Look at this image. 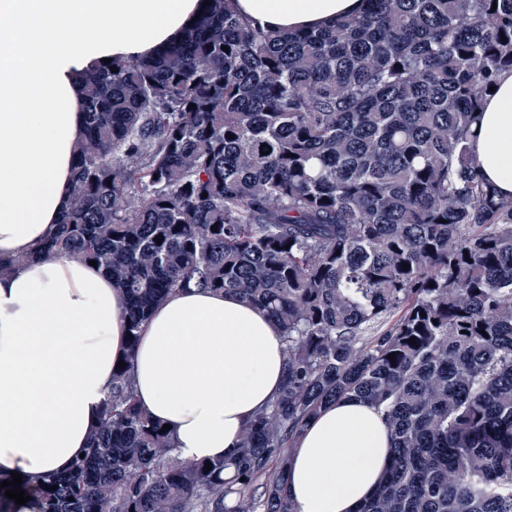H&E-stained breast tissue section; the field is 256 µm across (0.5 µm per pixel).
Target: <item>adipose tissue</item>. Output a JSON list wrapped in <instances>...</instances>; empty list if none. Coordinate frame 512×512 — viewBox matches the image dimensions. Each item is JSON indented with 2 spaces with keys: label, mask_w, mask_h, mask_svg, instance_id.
Wrapping results in <instances>:
<instances>
[{
  "label": "adipose tissue",
  "mask_w": 512,
  "mask_h": 512,
  "mask_svg": "<svg viewBox=\"0 0 512 512\" xmlns=\"http://www.w3.org/2000/svg\"><path fill=\"white\" fill-rule=\"evenodd\" d=\"M254 25L303 31L361 14L366 0H237ZM198 0H0V478L46 479L88 446L112 372L133 354L137 404L167 424L187 461L232 456L243 426L283 383L280 333L233 293L177 291L128 349L124 299L103 270L38 254L68 206L85 131L76 76L178 38ZM481 173L512 196V75L485 103L472 140ZM383 413L350 397L310 418L292 444L285 493L296 512H358L391 453Z\"/></svg>",
  "instance_id": "1"
}]
</instances>
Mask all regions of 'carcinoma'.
<instances>
[{
  "label": "carcinoma",
  "mask_w": 512,
  "mask_h": 512,
  "mask_svg": "<svg viewBox=\"0 0 512 512\" xmlns=\"http://www.w3.org/2000/svg\"><path fill=\"white\" fill-rule=\"evenodd\" d=\"M204 1L155 56L78 76L70 202L39 252L116 282L132 350L173 292L239 295L279 326L284 385L207 469L137 408L128 357L87 454L24 481L37 512H294L292 443L349 396L395 434L359 512H512V199L469 147L512 73V0H368L296 32Z\"/></svg>",
  "instance_id": "cac0c4a2"
}]
</instances>
